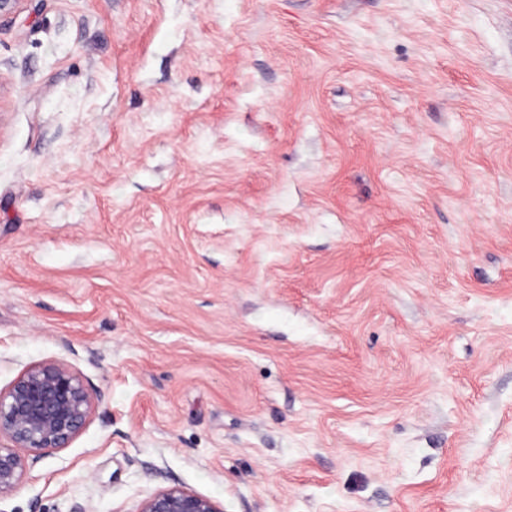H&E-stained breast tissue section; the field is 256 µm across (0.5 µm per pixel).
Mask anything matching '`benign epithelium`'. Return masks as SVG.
<instances>
[{
    "instance_id": "benign-epithelium-1",
    "label": "benign epithelium",
    "mask_w": 512,
    "mask_h": 512,
    "mask_svg": "<svg viewBox=\"0 0 512 512\" xmlns=\"http://www.w3.org/2000/svg\"><path fill=\"white\" fill-rule=\"evenodd\" d=\"M94 397L66 364L44 361L28 367L5 392L0 391V500L11 496L27 470L23 448L38 459L49 449L65 448L83 430ZM135 512H223L214 500L180 486L157 490Z\"/></svg>"
}]
</instances>
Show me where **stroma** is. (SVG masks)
<instances>
[{"mask_svg":"<svg viewBox=\"0 0 512 512\" xmlns=\"http://www.w3.org/2000/svg\"><path fill=\"white\" fill-rule=\"evenodd\" d=\"M98 395L0 512H512V0L0 17V390ZM135 512H223V509L211 498L173 486L145 497Z\"/></svg>","mask_w":512,"mask_h":512,"instance_id":"obj_1","label":"stroma"}]
</instances>
